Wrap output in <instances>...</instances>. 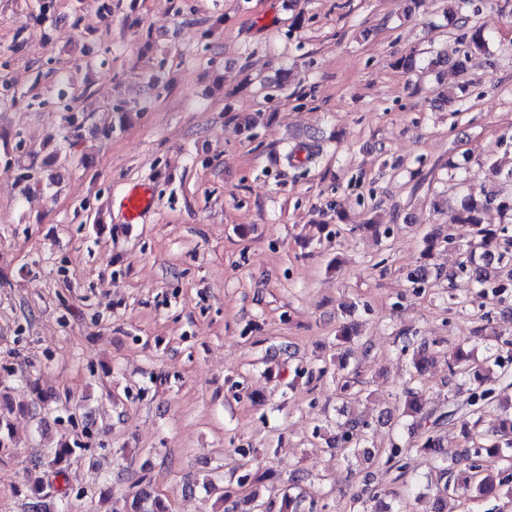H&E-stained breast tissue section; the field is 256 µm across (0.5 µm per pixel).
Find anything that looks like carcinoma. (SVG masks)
I'll return each mask as SVG.
<instances>
[{
  "label": "carcinoma",
  "instance_id": "1",
  "mask_svg": "<svg viewBox=\"0 0 512 512\" xmlns=\"http://www.w3.org/2000/svg\"><path fill=\"white\" fill-rule=\"evenodd\" d=\"M503 209H512V204L497 201V195L486 190L469 192L455 213V223L470 228L466 241L464 259L458 269L448 274V280L463 277L476 288L485 299L504 301L512 292V234L506 225H485L482 212L493 204ZM422 260L407 273V279L414 290L428 282L442 279V272L430 267L427 258L439 245L434 232H428L422 239ZM415 334L399 332L402 339L401 351L411 354L413 374L403 390L401 415L411 418L412 429L420 433V450L429 455L436 472L434 490L435 512H444L448 497L455 487L464 482L475 486L477 500L481 501L501 493L512 497V383L507 382L508 369L512 367V339H504L492 332L482 333L478 329L474 336L456 345L448 353V372L460 379V389L467 393L464 405L467 418L456 417L455 411L425 407L422 395L414 383L431 368L437 352L428 343L414 346ZM481 355H475V352ZM490 411L499 412L498 424L492 434L478 429L482 416ZM460 426V433L467 445L454 459V466L448 465V451L443 448L438 431L445 426ZM371 423L366 419L347 416L336 422V434L332 437L334 447H347L353 442L362 445L354 455L368 463L375 457L364 442L366 430ZM87 447L78 442L60 444L46 449L43 457L32 463L26 470L24 493L31 499L30 512H59L53 495L65 497L66 492L57 488L55 494L48 489L65 475L66 464ZM411 449L398 443L388 449L386 463L401 470L404 459ZM487 455H498L506 463L496 475L485 473L482 462ZM203 488L216 496L220 512H238L239 503L232 495L220 488L212 479H202ZM249 512H322L325 505L309 495L292 480L277 499H264L251 494L247 499ZM124 512H171L167 500L153 492L139 489L125 500Z\"/></svg>",
  "mask_w": 512,
  "mask_h": 512
}]
</instances>
